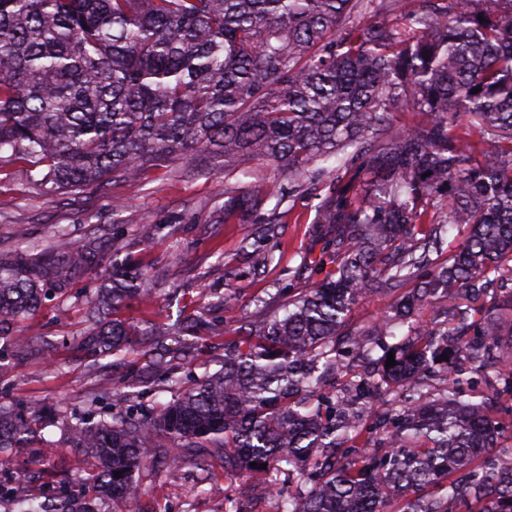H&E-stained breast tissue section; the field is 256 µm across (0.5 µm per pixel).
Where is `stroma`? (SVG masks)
Wrapping results in <instances>:
<instances>
[{
	"instance_id": "35a3bbf8",
	"label": "stroma",
	"mask_w": 512,
	"mask_h": 512,
	"mask_svg": "<svg viewBox=\"0 0 512 512\" xmlns=\"http://www.w3.org/2000/svg\"><path fill=\"white\" fill-rule=\"evenodd\" d=\"M315 204L305 191L286 194L279 206L282 220L265 243L275 260L266 265L261 254L243 249L263 229L257 217L222 221L220 152L187 156L178 170L159 167L116 187L107 183L57 194L27 180L19 166L7 165L0 168V254H13L24 238L49 247L63 231L76 247L96 236L109 256L135 257L154 282L153 304L131 303L123 318L164 329L205 312L232 329L245 320L262 323L278 312L282 289L309 287L334 269L332 253L313 232ZM306 255L316 262L309 272L300 268ZM102 278L92 272L63 293L49 294L39 310L9 331L13 337L48 338L51 348L20 361L9 350L0 351V404L23 399L50 407L59 418L42 432L55 446L52 458L43 461L36 449L15 448L8 468L26 473L38 498L45 496L49 481L71 480L75 510L82 495L75 479L86 459L68 442L66 421L87 415L101 394L117 412L155 408L172 399L158 375L141 370L135 359L104 367L79 347L88 330L84 306ZM223 361V337L209 335L194 350L167 356L166 365L188 381L220 369ZM142 483L146 493L132 512H279L281 499L297 486L294 477L268 468L225 474L220 456L167 473L144 470Z\"/></svg>"
}]
</instances>
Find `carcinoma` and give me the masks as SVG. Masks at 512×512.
<instances>
[{"instance_id":"cac0c4a2","label":"carcinoma","mask_w":512,"mask_h":512,"mask_svg":"<svg viewBox=\"0 0 512 512\" xmlns=\"http://www.w3.org/2000/svg\"><path fill=\"white\" fill-rule=\"evenodd\" d=\"M391 11L396 24L375 20ZM407 104L421 117L414 126L394 119ZM212 148L224 153L226 223L283 195L244 168L253 160L288 171L291 188L328 177L313 223L334 232L336 269L288 297L283 315L228 332L221 369L185 389L170 374L179 395L160 409L67 423L69 442L92 460L83 512H100L104 497L136 501L141 470L159 459L173 468L217 455L227 473L252 462L295 471L299 492L282 512H448L458 500L464 512H512V464L487 454L512 405L460 399L470 378L454 366L442 406L419 390L429 361L451 348L491 358L489 386L512 395L503 331L512 290L444 330L415 323L441 290L478 301L512 282V0H0V165L72 192ZM239 174L254 182L228 183ZM450 224L465 238L435 263ZM33 248L0 261V337L47 293L106 262L96 238L62 240L35 262ZM383 288L402 291L393 315L348 332L346 346L397 325L407 338L345 398L315 401L339 364L352 307ZM153 295L134 259L111 264L87 303L82 345L150 367L168 354L166 340L220 331L202 314L167 334L115 316ZM41 350L11 342L16 358ZM375 394L393 401L396 427L371 448L351 415ZM49 420L36 403L0 406V452L40 447ZM318 448L315 468L302 469ZM67 501L60 485L35 506L23 476L0 479L10 512H70Z\"/></svg>"}]
</instances>
